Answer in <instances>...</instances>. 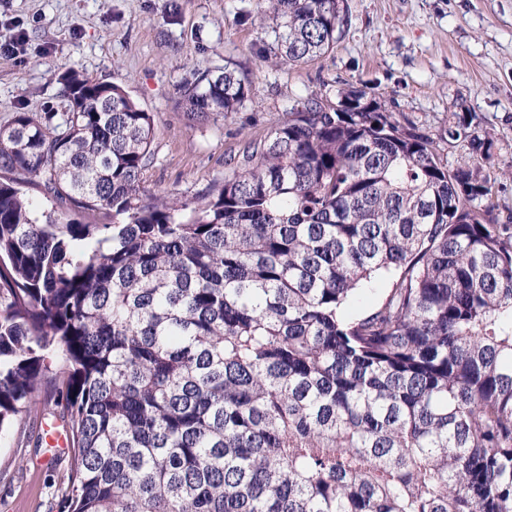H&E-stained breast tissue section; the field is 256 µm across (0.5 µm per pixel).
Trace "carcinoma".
I'll return each instance as SVG.
<instances>
[{"label":"carcinoma","instance_id":"cac0c4a2","mask_svg":"<svg viewBox=\"0 0 512 512\" xmlns=\"http://www.w3.org/2000/svg\"><path fill=\"white\" fill-rule=\"evenodd\" d=\"M266 2L281 59L332 49L342 0ZM59 83L65 111L0 122V441L66 427L60 512H512L496 178L348 87L184 200L145 188L153 117L123 87ZM249 91L227 66L180 89L214 121ZM469 128L448 138L489 158Z\"/></svg>","mask_w":512,"mask_h":512}]
</instances>
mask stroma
Here are the masks:
<instances>
[{
	"instance_id": "1",
	"label": "stroma",
	"mask_w": 512,
	"mask_h": 512,
	"mask_svg": "<svg viewBox=\"0 0 512 512\" xmlns=\"http://www.w3.org/2000/svg\"><path fill=\"white\" fill-rule=\"evenodd\" d=\"M334 48L291 65L257 0H0V42L27 32L19 57L0 55V122L12 113L64 109L58 76L78 67L122 86L154 120L146 187L192 197L224 173L245 141L263 138L298 98L366 90L402 124L437 140L450 167L482 165L512 212V0H343ZM230 67L250 85L229 120L189 119L179 89L195 71ZM463 116L494 130L491 158L448 137ZM67 455L0 442V512H58Z\"/></svg>"
}]
</instances>
